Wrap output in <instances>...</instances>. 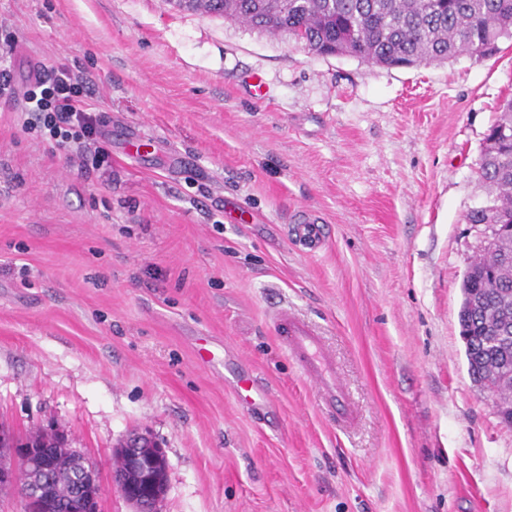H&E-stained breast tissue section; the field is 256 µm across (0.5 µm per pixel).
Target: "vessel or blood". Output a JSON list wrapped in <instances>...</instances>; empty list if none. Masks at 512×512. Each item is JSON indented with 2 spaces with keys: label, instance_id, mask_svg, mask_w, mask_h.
I'll return each mask as SVG.
<instances>
[{
  "label": "vessel or blood",
  "instance_id": "1",
  "mask_svg": "<svg viewBox=\"0 0 512 512\" xmlns=\"http://www.w3.org/2000/svg\"><path fill=\"white\" fill-rule=\"evenodd\" d=\"M288 233L310 251H318L322 246L323 226L316 213L301 215L296 224L289 226ZM272 325L281 347L300 373L314 384L320 402L333 421L346 429L353 427L357 419L354 400L320 333L305 319L285 308L276 312ZM196 358L209 372L223 376L225 385L232 389L243 405L263 410L268 400L264 389L256 378L249 375L224 377V354L220 349L212 347L210 343H202L196 350Z\"/></svg>",
  "mask_w": 512,
  "mask_h": 512
}]
</instances>
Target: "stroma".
I'll list each match as a JSON object with an SVG mask.
<instances>
[{
	"mask_svg": "<svg viewBox=\"0 0 512 512\" xmlns=\"http://www.w3.org/2000/svg\"><path fill=\"white\" fill-rule=\"evenodd\" d=\"M7 44L1 425L67 431L98 466L99 512H136L112 487L134 432L167 461L157 512H512V426L459 324L512 42L387 68L167 0H0ZM43 63L82 74V107L108 113L102 166L25 129ZM304 210L325 223L314 253L285 235ZM285 306L333 347L353 432L281 349ZM199 336L253 370L271 413L198 365Z\"/></svg>",
	"mask_w": 512,
	"mask_h": 512,
	"instance_id": "obj_1",
	"label": "stroma"
}]
</instances>
